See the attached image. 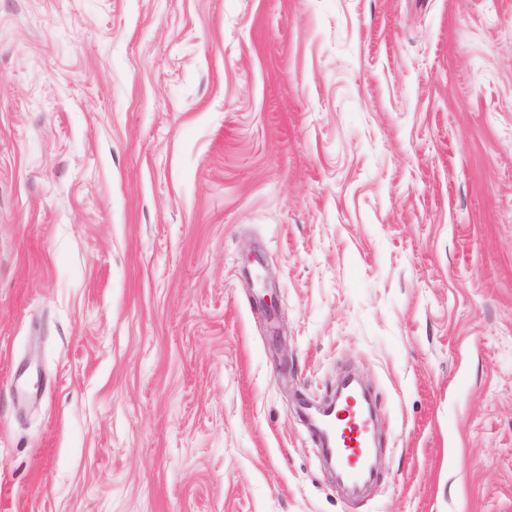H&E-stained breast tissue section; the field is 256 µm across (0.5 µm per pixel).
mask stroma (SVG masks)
<instances>
[{
  "label": "stroma",
  "instance_id": "35a3bbf8",
  "mask_svg": "<svg viewBox=\"0 0 512 512\" xmlns=\"http://www.w3.org/2000/svg\"><path fill=\"white\" fill-rule=\"evenodd\" d=\"M0 512H512V0H0ZM326 432L342 481L353 486L369 481L375 473L370 463L374 422L366 414L358 392L344 394L327 421Z\"/></svg>",
  "mask_w": 512,
  "mask_h": 512
}]
</instances>
